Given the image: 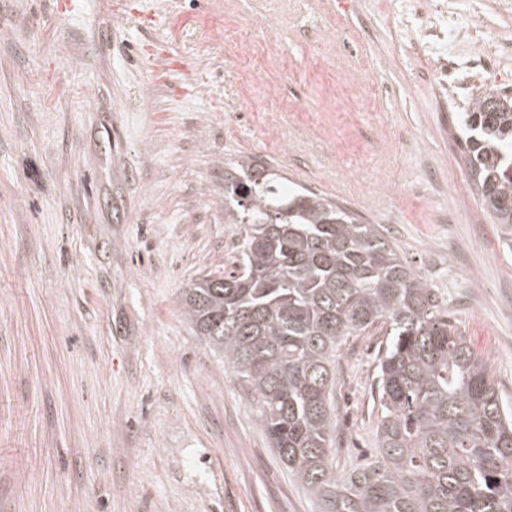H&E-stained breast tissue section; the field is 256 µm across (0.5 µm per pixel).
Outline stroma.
<instances>
[{
  "mask_svg": "<svg viewBox=\"0 0 512 512\" xmlns=\"http://www.w3.org/2000/svg\"><path fill=\"white\" fill-rule=\"evenodd\" d=\"M448 26L512 39V0ZM415 0H0V512H317L179 309L250 157L384 227L512 403V252L465 188ZM384 326L336 352L376 448Z\"/></svg>",
  "mask_w": 512,
  "mask_h": 512,
  "instance_id": "1",
  "label": "stroma"
}]
</instances>
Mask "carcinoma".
Segmentation results:
<instances>
[{
    "mask_svg": "<svg viewBox=\"0 0 512 512\" xmlns=\"http://www.w3.org/2000/svg\"><path fill=\"white\" fill-rule=\"evenodd\" d=\"M462 125L471 183L512 247V101L487 90ZM224 223L239 238L230 267L180 309L318 512H512V405L382 226L250 160L224 172ZM379 323L378 448L339 476L336 350Z\"/></svg>",
    "mask_w": 512,
    "mask_h": 512,
    "instance_id": "carcinoma-1",
    "label": "carcinoma"
}]
</instances>
